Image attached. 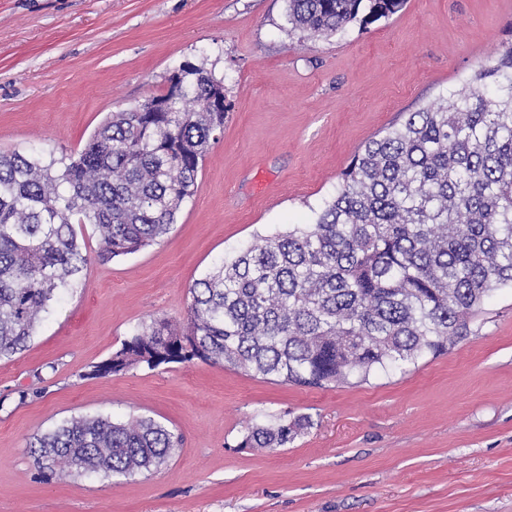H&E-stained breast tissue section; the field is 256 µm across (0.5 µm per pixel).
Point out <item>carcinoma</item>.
Masks as SVG:
<instances>
[{"label": "carcinoma", "instance_id": "cac0c4a2", "mask_svg": "<svg viewBox=\"0 0 512 512\" xmlns=\"http://www.w3.org/2000/svg\"><path fill=\"white\" fill-rule=\"evenodd\" d=\"M404 0H287L305 38L396 13ZM164 112L111 113L75 154L0 152V362L27 347L92 259L166 235L224 128L206 94L224 79L186 64ZM99 232L95 256L75 225ZM512 288V41L463 88L371 138L314 224L260 237L189 288L186 325L154 318L92 374L200 360L309 388L414 365L468 336ZM311 426L272 414L239 448H286ZM181 439L150 417L64 419L33 436L39 474L114 481L167 461Z\"/></svg>", "mask_w": 512, "mask_h": 512}]
</instances>
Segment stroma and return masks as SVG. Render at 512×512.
Masks as SVG:
<instances>
[{"label": "stroma", "mask_w": 512, "mask_h": 512, "mask_svg": "<svg viewBox=\"0 0 512 512\" xmlns=\"http://www.w3.org/2000/svg\"><path fill=\"white\" fill-rule=\"evenodd\" d=\"M512 37V0H405L330 38L286 0H0V151H80L111 112L185 63L224 79V131L176 224L92 263L0 363V512H512V289L448 353L305 388L195 360L96 376L142 323L186 319L189 288L257 236L315 223L375 134L435 103ZM312 426L241 449L279 412ZM143 415L182 445L121 482L43 481L27 444L61 420Z\"/></svg>", "instance_id": "obj_1"}]
</instances>
